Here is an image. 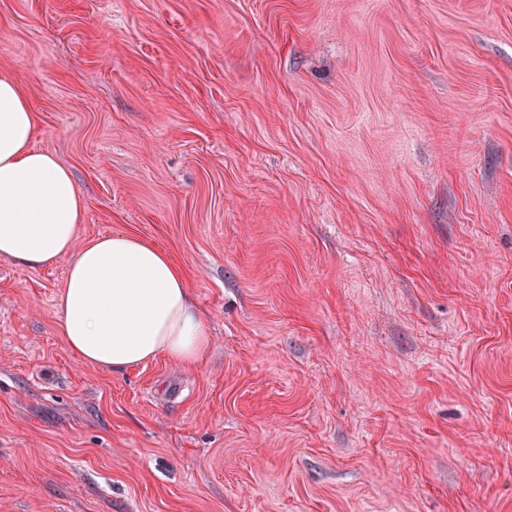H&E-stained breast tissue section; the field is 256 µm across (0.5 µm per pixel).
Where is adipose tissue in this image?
<instances>
[{"mask_svg":"<svg viewBox=\"0 0 512 512\" xmlns=\"http://www.w3.org/2000/svg\"><path fill=\"white\" fill-rule=\"evenodd\" d=\"M35 134L17 81L0 72V258L22 270L67 260L58 330L84 362L110 371L161 356L199 363L211 333L183 268L132 234L77 243L85 197L52 153L34 147Z\"/></svg>","mask_w":512,"mask_h":512,"instance_id":"obj_1","label":"adipose tissue"}]
</instances>
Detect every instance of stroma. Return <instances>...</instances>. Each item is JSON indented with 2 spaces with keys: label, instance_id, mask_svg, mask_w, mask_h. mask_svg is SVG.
Returning <instances> with one entry per match:
<instances>
[{
  "label": "stroma",
  "instance_id": "obj_1",
  "mask_svg": "<svg viewBox=\"0 0 512 512\" xmlns=\"http://www.w3.org/2000/svg\"><path fill=\"white\" fill-rule=\"evenodd\" d=\"M4 69L212 346L99 369L0 258V512H512V0H0Z\"/></svg>",
  "mask_w": 512,
  "mask_h": 512
}]
</instances>
